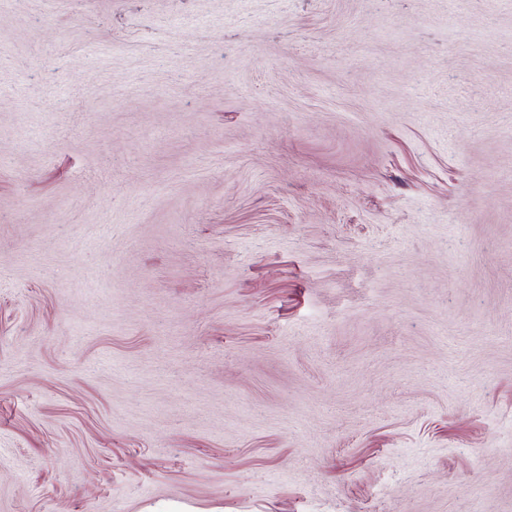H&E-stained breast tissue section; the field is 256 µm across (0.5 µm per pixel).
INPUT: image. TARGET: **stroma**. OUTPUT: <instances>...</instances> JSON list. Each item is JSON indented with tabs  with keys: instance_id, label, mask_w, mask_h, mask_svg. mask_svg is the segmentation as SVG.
Wrapping results in <instances>:
<instances>
[{
	"instance_id": "1",
	"label": "stroma",
	"mask_w": 512,
	"mask_h": 512,
	"mask_svg": "<svg viewBox=\"0 0 512 512\" xmlns=\"http://www.w3.org/2000/svg\"><path fill=\"white\" fill-rule=\"evenodd\" d=\"M512 512V0H0V512Z\"/></svg>"
}]
</instances>
